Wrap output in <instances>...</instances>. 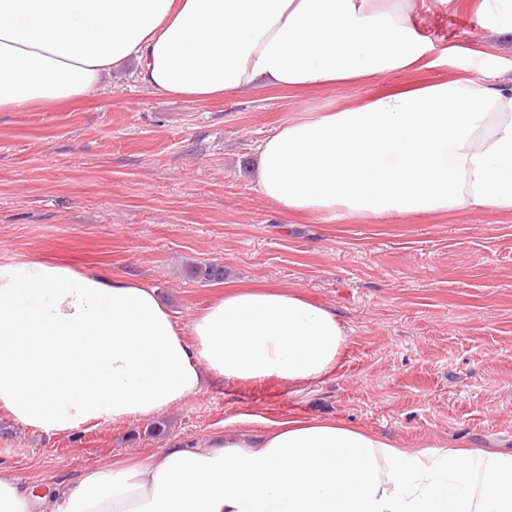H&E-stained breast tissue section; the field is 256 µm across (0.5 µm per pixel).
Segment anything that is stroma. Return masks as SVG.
<instances>
[{"instance_id":"obj_1","label":"stroma","mask_w":512,"mask_h":512,"mask_svg":"<svg viewBox=\"0 0 512 512\" xmlns=\"http://www.w3.org/2000/svg\"><path fill=\"white\" fill-rule=\"evenodd\" d=\"M443 51L479 44L470 9L416 0ZM452 65L294 93L257 87L201 103L153 92L128 67L88 96L0 112V261L37 259L158 288L180 324L228 286L284 287L338 314L335 372L290 387L215 383L151 417L36 432L0 409V468L52 492L173 440L252 419H338L400 448L442 441L512 452V214L348 222L291 215L253 177L255 147L301 110L467 74ZM219 263L224 278L190 277Z\"/></svg>"}]
</instances>
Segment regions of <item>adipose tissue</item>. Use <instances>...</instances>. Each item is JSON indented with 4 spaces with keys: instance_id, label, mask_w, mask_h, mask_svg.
I'll return each mask as SVG.
<instances>
[{
    "instance_id": "ef3b65f1",
    "label": "adipose tissue",
    "mask_w": 512,
    "mask_h": 512,
    "mask_svg": "<svg viewBox=\"0 0 512 512\" xmlns=\"http://www.w3.org/2000/svg\"><path fill=\"white\" fill-rule=\"evenodd\" d=\"M492 39L432 47L415 0H0V111L90 93L140 63L197 102L438 67L473 74L303 111L256 147L260 194L348 220L512 213V79L488 70L512 0H472ZM347 332L294 288L228 289L179 324L156 289L36 260L0 262V408L45 432L168 409L209 380L305 385L336 370ZM512 512V453L415 451L341 420L283 419L174 440L146 461L81 473L53 497L0 469V512Z\"/></svg>"
}]
</instances>
